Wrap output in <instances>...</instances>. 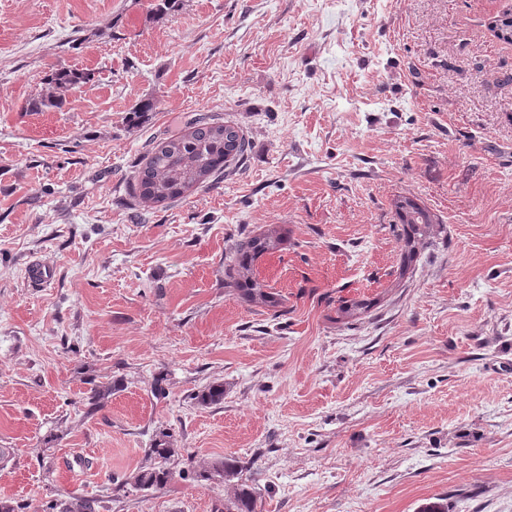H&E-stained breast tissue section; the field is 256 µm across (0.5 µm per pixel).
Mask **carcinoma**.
Listing matches in <instances>:
<instances>
[{"label": "carcinoma", "instance_id": "carcinoma-1", "mask_svg": "<svg viewBox=\"0 0 512 512\" xmlns=\"http://www.w3.org/2000/svg\"><path fill=\"white\" fill-rule=\"evenodd\" d=\"M489 29L498 40L511 44L512 8L497 15ZM87 79L84 72L59 70L51 78V89L32 102V110L43 112L61 107L62 93L80 86ZM248 148L249 141L237 124L218 123L206 117L196 120L191 131L160 142L148 152L145 162L135 171L137 205L148 210L182 197L190 189L224 173V167L229 163L243 160ZM392 207L395 223L390 225V230L404 243L399 272L402 277L411 267L419 247L436 234L439 221L425 205L409 196H397ZM283 242V235L274 227L239 233L224 258V287L233 289L250 303L278 306L268 285L257 276L255 265L261 257L282 250ZM369 308L371 303L365 300L351 303L341 300L336 314L347 325ZM145 453L153 464L140 467L126 483L138 490L161 489L172 477L171 470L166 467L175 453L170 447L169 433L156 435ZM246 470L248 466L242 461L226 458L201 467L194 475L201 481L218 480L232 486V493L224 499V509L215 512H257V497L249 480L243 478ZM99 508L100 500L74 495L50 502L46 512H98Z\"/></svg>", "mask_w": 512, "mask_h": 512}]
</instances>
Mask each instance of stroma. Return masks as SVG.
<instances>
[{
    "label": "stroma",
    "mask_w": 512,
    "mask_h": 512,
    "mask_svg": "<svg viewBox=\"0 0 512 512\" xmlns=\"http://www.w3.org/2000/svg\"><path fill=\"white\" fill-rule=\"evenodd\" d=\"M156 3L0 0V499L214 512L227 486L186 472L234 456L259 512H512L507 0ZM60 68L90 79L31 111ZM203 116L245 158L135 209L136 166ZM399 194L446 230L404 275ZM273 224L275 308L224 285ZM340 296L375 306L347 327ZM162 430L167 485L116 489Z\"/></svg>",
    "instance_id": "obj_1"
}]
</instances>
